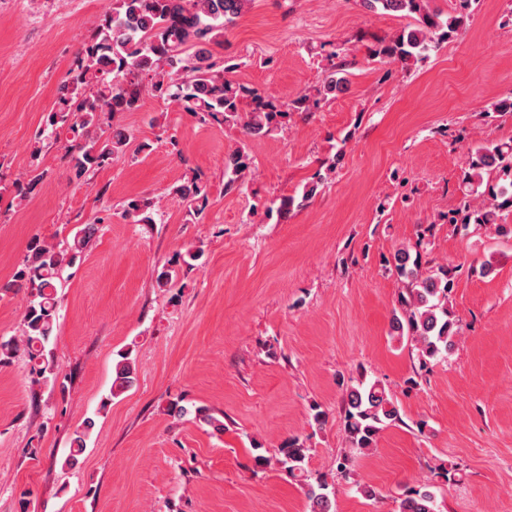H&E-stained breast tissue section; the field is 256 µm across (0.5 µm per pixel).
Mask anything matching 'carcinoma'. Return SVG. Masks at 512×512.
I'll return each mask as SVG.
<instances>
[{"mask_svg": "<svg viewBox=\"0 0 512 512\" xmlns=\"http://www.w3.org/2000/svg\"><path fill=\"white\" fill-rule=\"evenodd\" d=\"M251 0H112V8L75 57L67 78L60 86L54 107L48 116L53 130L67 129V152L76 179L92 170L101 169L127 145L124 130L104 123V118L119 112H130L148 96L177 102L206 123L216 121L241 129L250 138H260L286 124L289 112H311L321 100L335 96L347 88L343 69L331 65L315 93H303L289 103H281L261 90L226 77L240 64L225 59L217 62L209 50L224 45V33L240 18ZM371 12L418 16V25L403 29L373 51V55L390 62L419 61L438 50L455 35L462 18L433 10L429 0H361ZM250 167V156L242 149L233 150L224 161V187L236 186L241 174ZM499 172L512 174V144L488 143L470 149L465 160L462 185L472 194L482 186L484 176ZM315 181L303 186L301 196L284 197L277 207H264L266 218L284 220L295 207L311 199L323 183ZM188 207V215L202 219L209 205V187L201 177H189L174 188ZM505 211L512 212V180L507 184H489L483 201L475 206L463 197L459 208L448 222L474 224L502 229L498 223ZM126 213L139 224H153L154 204L148 199H131ZM99 227L84 224L74 234L72 243L60 249L37 238L31 240L28 255L16 269L12 279L0 289L24 290L28 302L23 314L21 341L0 342V359L24 350L37 381L56 384L57 367L51 359L49 345L53 341L58 315V279L66 267L81 259L96 237ZM417 239L415 247L396 249L383 258L386 270L403 279L406 287L398 294L399 311L392 320L394 336L410 342L417 350L420 364L448 356L459 335L458 320L448 309L452 281L444 266H423ZM203 250L176 254L157 275L165 287L173 280L175 266H192ZM111 396L117 397L136 382V362L131 350L117 353ZM216 432L224 431V422L207 409H190L171 401L166 415L179 422L188 415ZM344 418L349 450L340 459L337 470L347 475L356 454H364L375 446L380 432L401 421L399 409L386 387L378 380L363 377L351 380L345 389ZM95 426L91 418L84 420L72 435L70 451L63 466L77 464ZM309 449L293 437L279 449L277 463L293 477L305 476ZM309 512H333L328 483L320 478L306 482ZM398 512H438L432 486L422 484L411 489L398 505Z\"/></svg>", "mask_w": 512, "mask_h": 512, "instance_id": "obj_1", "label": "carcinoma"}]
</instances>
